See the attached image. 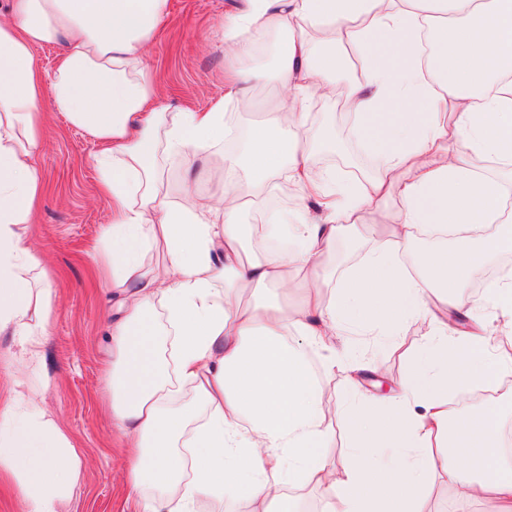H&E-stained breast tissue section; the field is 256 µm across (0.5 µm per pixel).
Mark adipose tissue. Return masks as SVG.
I'll use <instances>...</instances> for the list:
<instances>
[{
    "mask_svg": "<svg viewBox=\"0 0 512 512\" xmlns=\"http://www.w3.org/2000/svg\"><path fill=\"white\" fill-rule=\"evenodd\" d=\"M168 0H10L0 21V336L15 363L34 368L49 334L55 290L33 287L24 232L43 193L35 158L44 106L106 148L95 158L112 208L104 262L114 296L106 380L112 422L131 441L126 482L142 512H194L200 501L246 512H299L290 489L317 492L321 512H429L436 481L461 512H512L496 408L452 414L450 394L512 373V337L438 323L407 381L362 403L349 378L339 399L353 444L339 470L325 377L336 371L337 330L377 326L395 336L440 305L471 315L490 304L512 319V281L467 289L489 255L512 249V226L487 233L502 187L450 157L464 138L512 159V0H236L224 17V98L205 112L157 102L145 59ZM283 44L273 71L255 64L254 37ZM63 42L51 79L35 46ZM275 77L283 95L225 155V177L188 175L179 199L158 185L156 157L203 156L223 141L224 105L245 112ZM50 102H43V95ZM342 97L373 175L348 179L311 158L332 147L328 122L311 123L316 95ZM288 180L301 206L266 208ZM398 199L383 246L356 274L327 259L347 230ZM293 249L246 253V206ZM456 228L468 242L406 264L422 230ZM160 269L146 267L154 244ZM50 380L41 377L40 388ZM0 409V475L27 512H61L85 460L38 397L16 379Z\"/></svg>",
    "mask_w": 512,
    "mask_h": 512,
    "instance_id": "obj_1",
    "label": "adipose tissue"
}]
</instances>
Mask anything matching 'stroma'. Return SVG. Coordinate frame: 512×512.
I'll use <instances>...</instances> for the list:
<instances>
[{
  "label": "stroma",
  "mask_w": 512,
  "mask_h": 512,
  "mask_svg": "<svg viewBox=\"0 0 512 512\" xmlns=\"http://www.w3.org/2000/svg\"><path fill=\"white\" fill-rule=\"evenodd\" d=\"M234 0H170L148 61L162 103L177 110L203 111L224 97L221 26ZM102 145L84 130L48 112L45 146L35 166L45 182L28 239L42 267L54 279V317L42 353L41 370L51 380L45 404L87 464L84 478L65 512H141L125 486V442L112 424L102 397L112 360L110 316L112 290L101 272L104 231L110 208L97 192L94 158ZM390 211L360 226L355 242L336 250V272L348 275L384 238ZM441 317L431 309L424 318L401 326L384 344L355 337L341 358L329 389L345 384L346 371L362 364L359 391L364 398L388 393L404 382L408 368L425 348Z\"/></svg>",
  "instance_id": "1"
}]
</instances>
